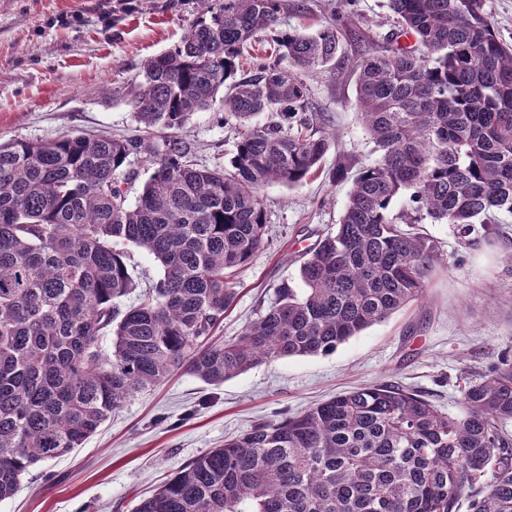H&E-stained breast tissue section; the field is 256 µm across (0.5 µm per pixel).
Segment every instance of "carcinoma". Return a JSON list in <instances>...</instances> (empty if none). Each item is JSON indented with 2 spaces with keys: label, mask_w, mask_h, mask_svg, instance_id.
I'll use <instances>...</instances> for the list:
<instances>
[{
  "label": "carcinoma",
  "mask_w": 512,
  "mask_h": 512,
  "mask_svg": "<svg viewBox=\"0 0 512 512\" xmlns=\"http://www.w3.org/2000/svg\"><path fill=\"white\" fill-rule=\"evenodd\" d=\"M198 3L180 43L114 90L142 134L0 143V500L177 370L221 385L333 351L422 300L441 254L419 225L448 224L465 243L504 238L512 46L483 0H388L389 49L351 65L377 159L300 266L302 287L278 288L239 335L212 341L237 273L267 241L262 189L317 174L336 141L308 114L302 74L336 60L342 33L285 27L300 8L288 0ZM260 37L280 60L245 55ZM217 103L235 151L208 168L180 131ZM141 158L150 174L131 203ZM125 244L162 274L122 307L136 288ZM460 405L453 417L387 384L340 393L224 440L134 512H456L464 501L512 512V361L470 382Z\"/></svg>",
  "instance_id": "cac0c4a2"
}]
</instances>
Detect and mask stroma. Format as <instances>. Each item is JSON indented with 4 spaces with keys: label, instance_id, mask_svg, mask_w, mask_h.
Listing matches in <instances>:
<instances>
[{
    "label": "stroma",
    "instance_id": "stroma-1",
    "mask_svg": "<svg viewBox=\"0 0 512 512\" xmlns=\"http://www.w3.org/2000/svg\"><path fill=\"white\" fill-rule=\"evenodd\" d=\"M293 27L351 23L336 63L309 74V111L335 129L318 175L262 191L268 242L243 268L238 295L214 341L237 336L276 298L300 287L299 266L337 224L355 174L377 155L356 110L347 65L389 44L387 0H300ZM197 0H0V141H47L81 133L135 135L131 108L113 95L148 57L176 45ZM197 163L228 162L235 135L215 110L182 131ZM443 265L425 298L326 354L259 364L219 386L181 370L138 393L75 453L34 465L0 512H133L138 500L196 457L255 424L295 415L365 384L418 391L442 412H461L462 389L512 357V247H468L450 226L422 225Z\"/></svg>",
    "mask_w": 512,
    "mask_h": 512
}]
</instances>
